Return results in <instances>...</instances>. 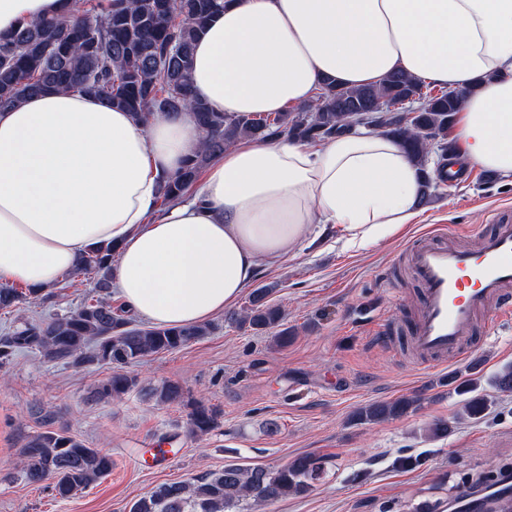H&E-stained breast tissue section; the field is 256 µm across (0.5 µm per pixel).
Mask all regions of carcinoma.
<instances>
[{"mask_svg":"<svg viewBox=\"0 0 512 512\" xmlns=\"http://www.w3.org/2000/svg\"><path fill=\"white\" fill-rule=\"evenodd\" d=\"M226 0H81V15L64 9L36 21L22 22L0 34V110L26 98L57 90H77L146 121L155 113L187 112L199 131L198 148L162 187V204L182 198L202 170L224 150L244 139L293 138L315 143L352 129L359 115L374 128L404 142L421 167L422 198L432 197L433 176L427 167L430 149L441 143L448 152V128L460 110L466 89L424 90L402 72L378 84L344 87L321 85L307 107L272 116L230 117L191 97L192 56L207 24L224 11ZM417 104L412 111L409 105ZM112 244L98 245L83 255L76 273L91 275L97 294L73 311L47 319L26 318L0 336V366L17 354L37 351L43 358L65 365H110L116 371L94 392L99 399L118 397L137 385L123 367L153 355L180 349L209 335L211 324L182 327H138L129 310L112 306ZM275 286L254 289L249 307L236 321L252 331L277 329L278 346L288 345L292 331L283 326L281 308L268 297ZM42 291L0 286V310L10 313L27 301L44 302ZM469 395L468 415L477 418L488 409L465 380L455 387ZM161 403L183 401L177 382L165 381L150 389ZM417 400L401 397L359 409V421L398 417ZM220 427V413L202 401L191 402L190 434L206 435ZM27 483L47 482L56 495L69 499L112 471V457L90 448L66 429L53 427L32 436L20 448ZM324 466L315 454L300 455L268 469L228 464L189 482L159 486L135 501L129 512H243L291 496L308 493L321 478Z\"/></svg>","mask_w":512,"mask_h":512,"instance_id":"cac0c4a2","label":"carcinoma"}]
</instances>
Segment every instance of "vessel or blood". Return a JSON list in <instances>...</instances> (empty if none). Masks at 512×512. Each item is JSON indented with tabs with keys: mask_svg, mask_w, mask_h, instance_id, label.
<instances>
[{
	"mask_svg": "<svg viewBox=\"0 0 512 512\" xmlns=\"http://www.w3.org/2000/svg\"><path fill=\"white\" fill-rule=\"evenodd\" d=\"M495 229L476 247L433 230L409 245L408 256L422 289L414 325L415 361L433 369L466 359L464 344L476 321L485 327L512 321V220L491 215Z\"/></svg>",
	"mask_w": 512,
	"mask_h": 512,
	"instance_id": "b4317fda",
	"label": "vessel or blood"
}]
</instances>
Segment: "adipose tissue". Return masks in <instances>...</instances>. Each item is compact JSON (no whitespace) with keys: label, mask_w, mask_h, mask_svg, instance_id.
<instances>
[{"label":"adipose tissue","mask_w":512,"mask_h":512,"mask_svg":"<svg viewBox=\"0 0 512 512\" xmlns=\"http://www.w3.org/2000/svg\"><path fill=\"white\" fill-rule=\"evenodd\" d=\"M62 0H0V33ZM401 71L475 91L453 125L469 164L512 183V0H230L197 42L192 95L230 116L312 102ZM198 145L192 117L130 113L79 92L0 111V282L44 290L113 243V284L157 326L224 312L261 265L296 258L313 225L359 251L417 217L420 174L400 140L363 127L321 141L245 140L192 198L160 186Z\"/></svg>","instance_id":"obj_1"}]
</instances>
